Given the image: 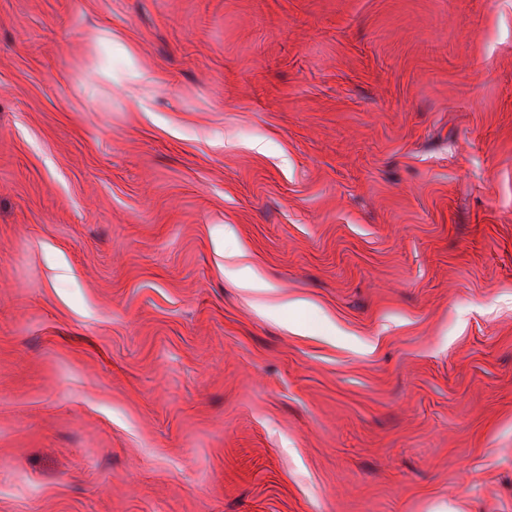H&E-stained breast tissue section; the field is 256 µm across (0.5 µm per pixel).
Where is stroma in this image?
<instances>
[{
  "mask_svg": "<svg viewBox=\"0 0 512 512\" xmlns=\"http://www.w3.org/2000/svg\"><path fill=\"white\" fill-rule=\"evenodd\" d=\"M0 512H512V0H0Z\"/></svg>",
  "mask_w": 512,
  "mask_h": 512,
  "instance_id": "1",
  "label": "stroma"
}]
</instances>
